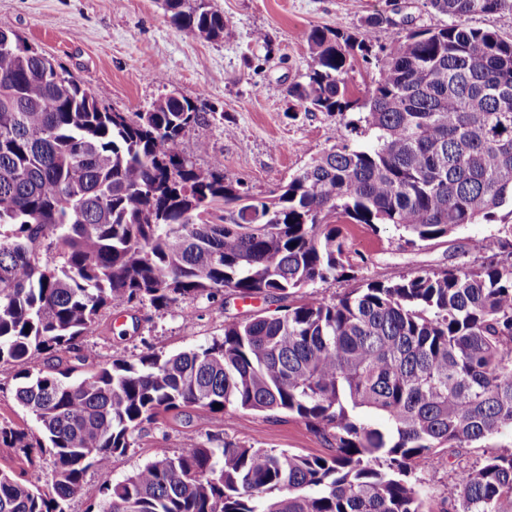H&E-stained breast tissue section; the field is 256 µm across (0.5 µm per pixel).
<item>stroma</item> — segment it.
<instances>
[{
  "mask_svg": "<svg viewBox=\"0 0 512 512\" xmlns=\"http://www.w3.org/2000/svg\"><path fill=\"white\" fill-rule=\"evenodd\" d=\"M211 5L229 22L217 40L172 27L162 0H0V28L18 32L66 66L110 111L143 112L167 94L204 107L212 114L209 124L191 131L182 150L203 169L212 157L223 158L225 169L245 189L269 196L333 145L346 123L336 113L305 111L287 95L289 85L301 81L313 64L304 39L307 30L370 32V59L354 58L348 74L351 94L361 97L394 31L409 24L439 28L450 22L425 0H211ZM377 15L382 23L370 25ZM258 32L263 40H255ZM201 140L207 152H197ZM504 223L512 224V209L501 208L496 223L472 224L416 248L402 247L389 228L375 233L361 224L342 225L354 275L319 283L316 292L331 301L363 278L396 280L417 268L432 271L465 262L468 239L496 232ZM264 307L262 300L226 294L185 298L166 310L116 304L103 310L99 331L85 337L79 354H68L64 364L78 379L115 358L188 351L222 337L225 323ZM16 371L13 364L0 363V421L33 432V416L15 398ZM213 437L304 455L328 451L322 436L285 414L191 406L136 432L130 448L113 457L112 479L121 481L144 463L177 453L188 439ZM500 452L494 443L432 455L418 472L425 512H450L459 473Z\"/></svg>",
  "mask_w": 512,
  "mask_h": 512,
  "instance_id": "stroma-1",
  "label": "stroma"
}]
</instances>
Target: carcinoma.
Segmentation results:
<instances>
[{
	"label": "carcinoma",
	"instance_id": "obj_1",
	"mask_svg": "<svg viewBox=\"0 0 512 512\" xmlns=\"http://www.w3.org/2000/svg\"><path fill=\"white\" fill-rule=\"evenodd\" d=\"M455 19L396 31L367 97L351 100L357 37L315 27L313 66L288 96L308 112L357 110L334 144L269 197L214 157L179 150L207 111L175 95L128 115L100 108L62 64L0 29V363L40 436L0 423L51 492L0 473V512H68L89 471L96 512H423L417 464L443 448L512 443V224L469 240L479 259L328 302L313 287L352 269L336 224L392 226L408 247L497 219L512 204V39L460 19L512 0H427ZM176 29L224 36L209 0H164ZM276 302L207 345L116 358L68 380L63 355L114 302L168 308L221 291ZM286 414L329 453L185 441L112 482L135 431L190 406ZM512 452L461 472L455 512H501Z\"/></svg>",
	"mask_w": 512,
	"mask_h": 512
}]
</instances>
